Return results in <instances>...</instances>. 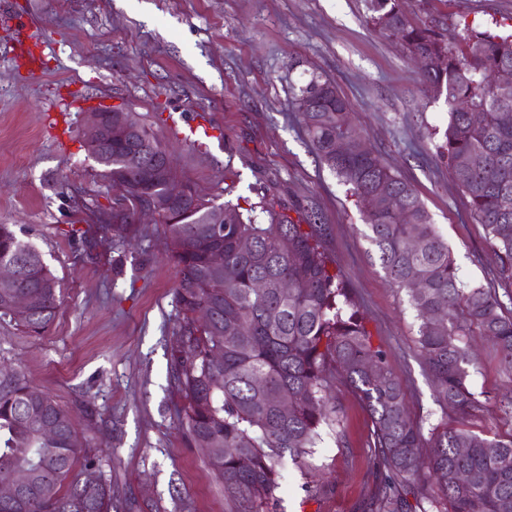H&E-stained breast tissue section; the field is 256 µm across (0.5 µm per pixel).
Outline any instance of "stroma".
<instances>
[{
    "instance_id": "obj_1",
    "label": "stroma",
    "mask_w": 512,
    "mask_h": 512,
    "mask_svg": "<svg viewBox=\"0 0 512 512\" xmlns=\"http://www.w3.org/2000/svg\"><path fill=\"white\" fill-rule=\"evenodd\" d=\"M368 0H13L0 13V224L14 225L60 281L64 303L47 332L0 319V380L20 373L70 410L83 447L99 455L112 512H233L203 450L188 447L167 353L177 318V268L162 229L150 242L85 251L64 234L84 214L70 196L112 200L80 146L86 115L122 106L174 149L180 176L209 197L278 202L289 216L317 209L323 246L406 393L423 432L441 423L512 435L496 409L512 374L486 342L470 382L490 411L442 410L414 345L417 320L364 236L365 206L322 165L288 105L314 75L335 80L366 143L416 189L447 239L461 279L495 290L512 314L483 225L436 146L443 99L424 92L400 42L377 34ZM411 25L444 35L464 25L512 32V0H399ZM344 437L325 436L308 463L283 459L284 490L270 512H360L376 490L371 421L338 389Z\"/></svg>"
}]
</instances>
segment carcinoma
<instances>
[{
    "mask_svg": "<svg viewBox=\"0 0 512 512\" xmlns=\"http://www.w3.org/2000/svg\"><path fill=\"white\" fill-rule=\"evenodd\" d=\"M371 11L379 34L398 37L410 57L424 59L425 91L445 97L448 124L438 152L469 198L471 217L485 226L502 270L512 271V120L503 119V111H512V86L491 79L495 69L512 68V33L467 24L454 46L432 28L410 25L398 0H371ZM460 98L483 114L481 121L456 110ZM290 105L319 161L344 178L354 196L375 200L364 216L365 236L390 284L417 313L415 342L435 381L436 403L444 411H484L486 402L470 386V340H487L512 372V315L491 289L460 279L448 241L416 190L365 145L334 80L312 76ZM112 110V165H103L112 169V205L82 199L77 207L114 245L139 233L137 207L149 202L158 210L177 266L178 318L169 358L178 426L188 447L220 449L209 464L224 480L235 512H268L283 489V458L306 473L322 431L342 444L341 384L372 417L370 447L382 479L365 503L367 512H512V435L489 438L445 424L425 438L408 414L400 381L358 317L345 277L329 268L318 211H307L299 224L271 201L244 208L200 196L175 212L167 185L182 179L171 168L148 182L143 168L128 165L126 122L156 148L168 146L134 113ZM392 197L408 220L389 208ZM242 240L251 242L247 253L239 249ZM213 248L224 250L219 273L209 265ZM32 249L13 225L0 224V263L18 265L11 287L0 288V317H13L14 296L28 293L33 311L17 323L40 335L53 323L62 295L47 265L25 264ZM282 279L289 283L286 293L260 287ZM258 376L261 389L253 385ZM45 423L56 427L51 438L41 434ZM17 465L33 469L37 482L12 512H112L101 459L82 455L69 412L18 375L0 385V470Z\"/></svg>",
    "mask_w": 512,
    "mask_h": 512,
    "instance_id": "carcinoma-1",
    "label": "carcinoma"
}]
</instances>
